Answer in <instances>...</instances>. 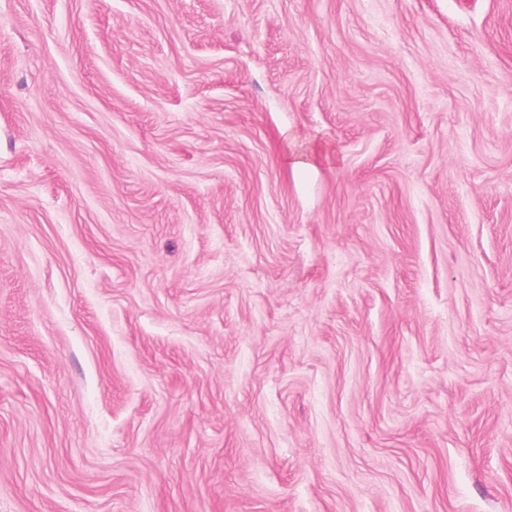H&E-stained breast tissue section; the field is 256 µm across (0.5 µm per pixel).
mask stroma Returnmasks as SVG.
I'll return each mask as SVG.
<instances>
[{"mask_svg":"<svg viewBox=\"0 0 512 512\" xmlns=\"http://www.w3.org/2000/svg\"><path fill=\"white\" fill-rule=\"evenodd\" d=\"M0 512H512V0H0Z\"/></svg>","mask_w":512,"mask_h":512,"instance_id":"obj_1","label":"stroma"}]
</instances>
